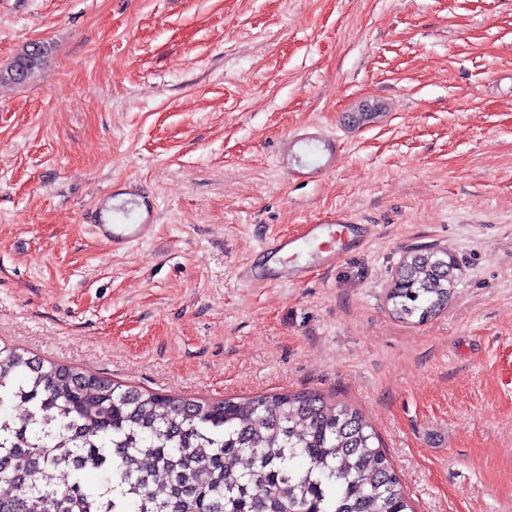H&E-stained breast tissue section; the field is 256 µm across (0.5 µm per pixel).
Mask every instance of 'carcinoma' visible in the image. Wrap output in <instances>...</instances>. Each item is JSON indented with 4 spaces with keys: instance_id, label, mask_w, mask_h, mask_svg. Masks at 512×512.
<instances>
[{
    "instance_id": "cac0c4a2",
    "label": "carcinoma",
    "mask_w": 512,
    "mask_h": 512,
    "mask_svg": "<svg viewBox=\"0 0 512 512\" xmlns=\"http://www.w3.org/2000/svg\"><path fill=\"white\" fill-rule=\"evenodd\" d=\"M48 52L30 44L0 82L26 81ZM456 270L446 251L409 253L392 313L444 310ZM374 440L356 408L313 392L210 401L124 389L16 349L0 357V512H413Z\"/></svg>"
}]
</instances>
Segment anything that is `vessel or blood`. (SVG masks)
<instances>
[{
    "instance_id": "obj_1",
    "label": "vessel or blood",
    "mask_w": 512,
    "mask_h": 512,
    "mask_svg": "<svg viewBox=\"0 0 512 512\" xmlns=\"http://www.w3.org/2000/svg\"><path fill=\"white\" fill-rule=\"evenodd\" d=\"M312 144L319 146L324 161L334 158V150L317 133L293 136L288 151L297 157ZM127 207L131 215L121 220L114 218L111 208L105 206L100 207L95 215L98 234L116 248L129 246L150 233L143 217L146 203L135 197L128 201ZM372 233V225L354 223L344 214H332L315 223L302 225L296 233L275 237L267 242L266 247L282 259L281 271L287 274L289 281L300 283L313 269L334 268L351 252L362 247ZM278 272L250 267L244 270L243 277L250 286L261 288L275 280Z\"/></svg>"
}]
</instances>
